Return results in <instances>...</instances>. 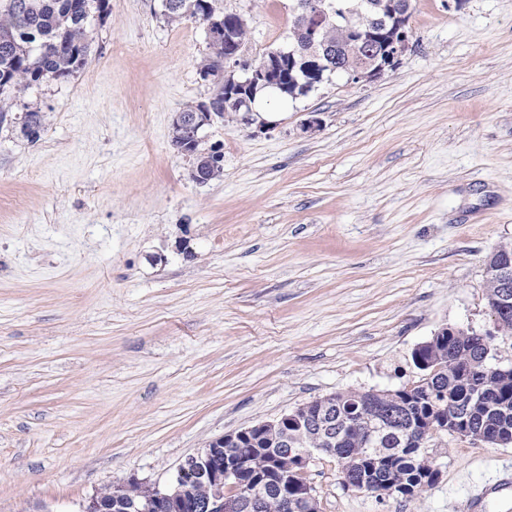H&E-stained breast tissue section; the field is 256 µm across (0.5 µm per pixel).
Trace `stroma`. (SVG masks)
Wrapping results in <instances>:
<instances>
[{
  "label": "stroma",
  "instance_id": "stroma-1",
  "mask_svg": "<svg viewBox=\"0 0 512 512\" xmlns=\"http://www.w3.org/2000/svg\"><path fill=\"white\" fill-rule=\"evenodd\" d=\"M251 55L295 0H223ZM396 70L329 75L224 118L223 175L192 177L174 113L207 101L204 23L112 0L69 81L0 125V512H80L130 477L167 486L208 441L315 398L396 389L445 326L493 328L485 264L512 243V0H413ZM44 117L38 142L20 133ZM313 127H306L307 119ZM268 122L261 131L259 122ZM418 497L306 477L320 512H461L512 445L433 436Z\"/></svg>",
  "mask_w": 512,
  "mask_h": 512
}]
</instances>
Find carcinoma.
I'll list each match as a JSON object with an SVG mask.
<instances>
[{"label":"carcinoma","mask_w":512,"mask_h":512,"mask_svg":"<svg viewBox=\"0 0 512 512\" xmlns=\"http://www.w3.org/2000/svg\"><path fill=\"white\" fill-rule=\"evenodd\" d=\"M166 9L180 17L202 21L221 15L229 25L246 27L235 13L224 12L223 0H170ZM375 0H338L352 17L364 20L363 31L374 27L383 13L373 11ZM104 19L112 12L110 0H0V125L8 121L11 97L45 78L69 81L89 61L91 11ZM333 45L343 46L339 56H319L315 71L325 75L344 67L368 63L364 51L342 37V23L329 33ZM224 45L209 46L198 65L212 77L211 111L231 109L224 104ZM44 131L43 116L26 114L21 133L31 143ZM492 344L473 331L451 334L441 328L412 352L419 374L411 388L392 391L388 405L370 408L380 399L361 391L337 392L311 401L306 417L288 424V442L301 451L318 442L339 466L341 480H354L365 491L385 485L401 486L400 495L413 498L435 484L434 459L427 449L408 437L410 429L423 428L438 419L437 407L451 406L446 425L449 434L474 433L475 439L492 444L512 443V376L490 363ZM283 432L253 431L236 445L257 459L260 471L272 473V451L282 447Z\"/></svg>","instance_id":"1"}]
</instances>
